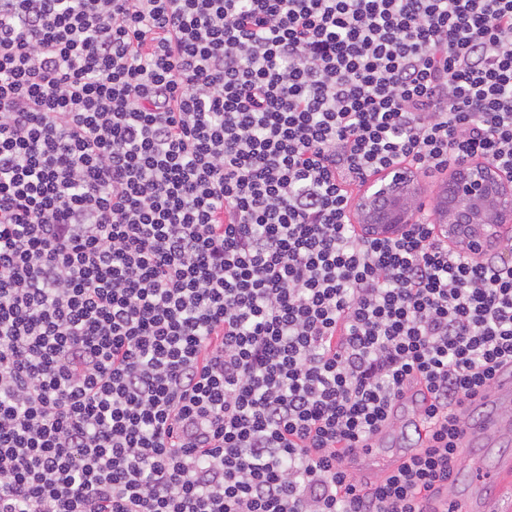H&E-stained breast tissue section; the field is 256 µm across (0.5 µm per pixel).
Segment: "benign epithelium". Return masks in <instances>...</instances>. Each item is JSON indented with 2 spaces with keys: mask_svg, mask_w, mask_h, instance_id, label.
Wrapping results in <instances>:
<instances>
[{
  "mask_svg": "<svg viewBox=\"0 0 512 512\" xmlns=\"http://www.w3.org/2000/svg\"><path fill=\"white\" fill-rule=\"evenodd\" d=\"M413 178L401 167H391L368 181L357 202L361 223L374 229L412 224ZM448 199L437 207L435 219L447 231L448 243L465 247L481 258L503 242L512 227V176L487 161H463L448 175Z\"/></svg>",
  "mask_w": 512,
  "mask_h": 512,
  "instance_id": "obj_1",
  "label": "benign epithelium"
}]
</instances>
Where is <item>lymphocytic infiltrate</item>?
Here are the masks:
<instances>
[{
  "instance_id": "f902f5d3",
  "label": "lymphocytic infiltrate",
  "mask_w": 512,
  "mask_h": 512,
  "mask_svg": "<svg viewBox=\"0 0 512 512\" xmlns=\"http://www.w3.org/2000/svg\"><path fill=\"white\" fill-rule=\"evenodd\" d=\"M471 158L512 173V0H0V512H426L512 262L353 192ZM413 178L401 167H391L368 181L362 195L355 199L362 224L387 230L396 224H413L415 212L409 204ZM419 444L418 435L413 427L406 429H397L388 435H383L374 442L377 451L387 455H397L389 460H376L370 458L372 449L369 452H361L352 455L346 461V466L357 473L387 474L397 468V466L408 456L398 455L406 448H417Z\"/></svg>"
}]
</instances>
